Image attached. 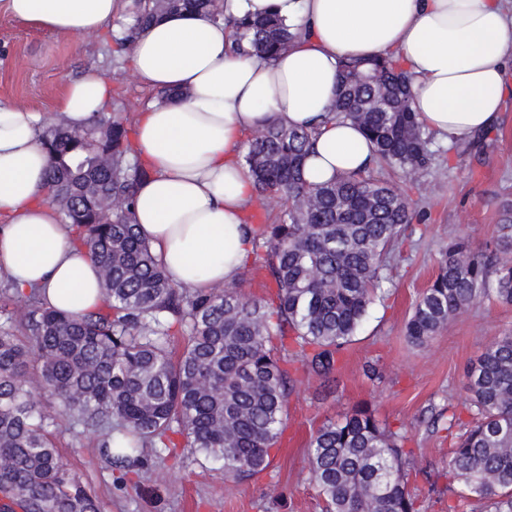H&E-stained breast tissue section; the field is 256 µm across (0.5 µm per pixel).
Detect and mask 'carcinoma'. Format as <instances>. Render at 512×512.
I'll use <instances>...</instances> for the list:
<instances>
[{
  "label": "carcinoma",
  "instance_id": "cac0c4a2",
  "mask_svg": "<svg viewBox=\"0 0 512 512\" xmlns=\"http://www.w3.org/2000/svg\"><path fill=\"white\" fill-rule=\"evenodd\" d=\"M205 12L233 31L231 50L270 60L299 32L277 17L224 16V0H132L131 22L112 36L121 55L162 14ZM332 114L362 126L371 167L314 185L303 177L319 128L275 121L251 131L242 157L256 197L277 213L254 232L272 288L242 293V280L207 291L178 286L155 262L132 209L147 171L135 156L121 110L97 112L82 130L62 115L46 123L50 201L88 248L105 301L88 313L46 307L33 288L0 275V512H102L99 500L49 438L54 401L67 421L101 436V461L149 466L173 437L224 476L248 480L269 468L284 432L299 373L329 378L336 354L385 294L403 226L418 218L406 190L384 172L418 185L441 148L410 104L411 78L392 55L340 64ZM495 299L512 304V214L499 236L474 248L457 236L440 250L438 271L406 325L428 345L448 321ZM472 420L455 427L448 453V512L487 503L512 512V334L485 348L466 375ZM402 429L368 406L328 420L311 435L307 480L325 512H421L409 490L413 450Z\"/></svg>",
  "mask_w": 512,
  "mask_h": 512
}]
</instances>
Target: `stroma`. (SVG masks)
I'll return each instance as SVG.
<instances>
[{
  "label": "stroma",
  "instance_id": "1",
  "mask_svg": "<svg viewBox=\"0 0 512 512\" xmlns=\"http://www.w3.org/2000/svg\"><path fill=\"white\" fill-rule=\"evenodd\" d=\"M116 56L111 34L64 38L0 13V100L53 118L64 83L93 66L111 78L126 115L135 117L151 93ZM464 148L442 154L423 175L412 200L425 221L407 225L386 294L343 349L333 382L309 375L289 397L287 428L270 451L267 471L234 483L225 480L220 462L183 448L178 457L126 475L100 462L96 434L79 427L54 432L56 447L103 512H322L321 498L305 479L310 436L358 404L380 420L404 425L414 450L411 492L422 512H446L447 479L424 477L447 462L451 442L433 421L447 409L470 421L467 369L487 345L512 331V305L483 301L425 348L408 342L405 324L437 271L440 248L455 236L484 247L497 237L504 209L512 208V78L498 126ZM370 365L377 378L367 376Z\"/></svg>",
  "mask_w": 512,
  "mask_h": 512
}]
</instances>
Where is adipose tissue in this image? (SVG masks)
<instances>
[{"mask_svg": "<svg viewBox=\"0 0 512 512\" xmlns=\"http://www.w3.org/2000/svg\"><path fill=\"white\" fill-rule=\"evenodd\" d=\"M130 0H0V12L64 37L115 31ZM224 13L276 15L306 35L273 60L230 50L231 31L203 14L171 13L137 39L138 80L177 99L148 103L134 144L148 174L134 221L176 284L205 290L237 280L252 251L254 203L243 135L264 122L319 125L304 163L309 182L367 169L362 129L330 117L340 63L396 54L413 79V107L446 145L498 121L512 64V0H224ZM112 100V81L89 70L65 83L56 109L76 127ZM43 116L0 101V272L72 313L103 304L99 270L45 188Z\"/></svg>", "mask_w": 512, "mask_h": 512, "instance_id": "1", "label": "adipose tissue"}]
</instances>
